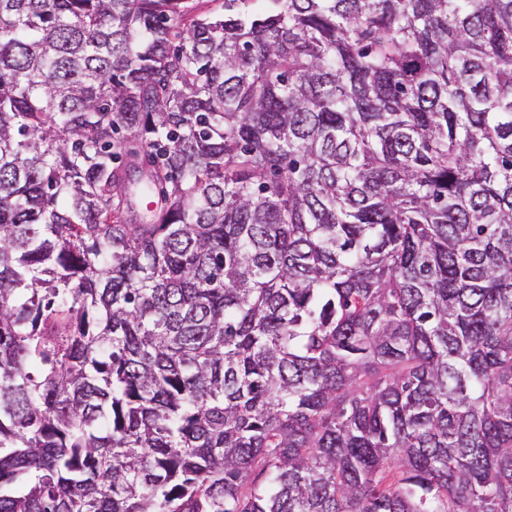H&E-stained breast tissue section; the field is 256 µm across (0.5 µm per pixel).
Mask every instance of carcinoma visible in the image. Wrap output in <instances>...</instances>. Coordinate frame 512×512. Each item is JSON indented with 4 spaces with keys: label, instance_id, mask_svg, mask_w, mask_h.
<instances>
[{
    "label": "carcinoma",
    "instance_id": "carcinoma-1",
    "mask_svg": "<svg viewBox=\"0 0 512 512\" xmlns=\"http://www.w3.org/2000/svg\"><path fill=\"white\" fill-rule=\"evenodd\" d=\"M0 512H512V0H0ZM148 171L147 166L144 164L142 160V156H138L132 162L131 168L127 171V175L124 179V187L126 196L125 199L128 201V206L130 209H126V217L128 220H132V224H141L143 212L145 211V207L141 205V199L137 193L136 188L137 184ZM136 222V223H134Z\"/></svg>",
    "mask_w": 512,
    "mask_h": 512
}]
</instances>
